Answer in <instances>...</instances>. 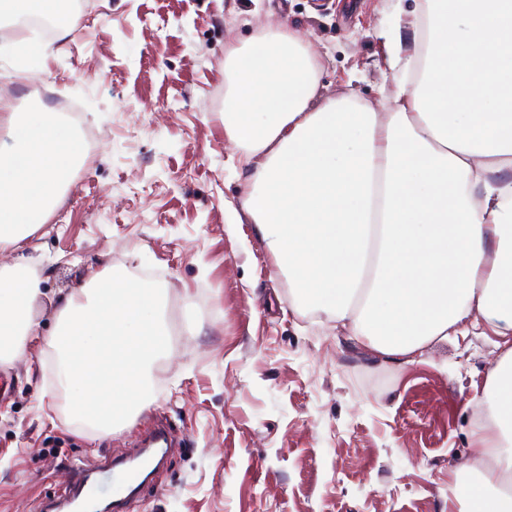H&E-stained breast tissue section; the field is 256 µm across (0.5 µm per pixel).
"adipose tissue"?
<instances>
[{"mask_svg": "<svg viewBox=\"0 0 512 512\" xmlns=\"http://www.w3.org/2000/svg\"><path fill=\"white\" fill-rule=\"evenodd\" d=\"M396 112L323 97L295 30L224 54V135L253 169L243 209L295 303L369 351L414 362L451 328L483 325L500 350L462 465L466 512H512V0H423ZM0 358L37 335L41 293L25 241L45 224L81 152L71 126L0 101ZM58 379L78 418L111 432L170 346L161 289L108 266L56 311Z\"/></svg>", "mask_w": 512, "mask_h": 512, "instance_id": "1", "label": "adipose tissue"}]
</instances>
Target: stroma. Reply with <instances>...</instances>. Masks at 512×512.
<instances>
[{
    "label": "stroma",
    "mask_w": 512,
    "mask_h": 512,
    "mask_svg": "<svg viewBox=\"0 0 512 512\" xmlns=\"http://www.w3.org/2000/svg\"><path fill=\"white\" fill-rule=\"evenodd\" d=\"M415 0H93L46 56L0 44L18 112L83 101L102 137L27 243L38 335L0 361V512H44L74 468L99 471L165 427L179 442L126 512H462L470 400L497 358L481 327L415 362L381 358L291 302L256 225L249 169L224 136V50L268 25L303 33L324 95L391 112L384 37ZM152 270L172 337L145 408L104 434L58 403L55 310L107 265Z\"/></svg>",
    "instance_id": "obj_1"
}]
</instances>
